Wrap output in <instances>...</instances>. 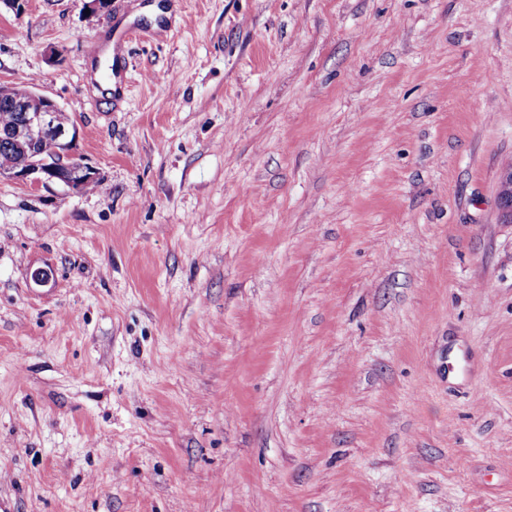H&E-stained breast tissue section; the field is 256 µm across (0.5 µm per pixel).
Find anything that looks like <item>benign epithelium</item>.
Here are the masks:
<instances>
[{
	"instance_id": "obj_1",
	"label": "benign epithelium",
	"mask_w": 512,
	"mask_h": 512,
	"mask_svg": "<svg viewBox=\"0 0 512 512\" xmlns=\"http://www.w3.org/2000/svg\"><path fill=\"white\" fill-rule=\"evenodd\" d=\"M0 102L24 113L21 123L0 130V137L13 142L22 151L18 161L0 159V178L33 186L62 183L79 190L95 179L96 173L76 152L77 125H56V112L61 110L49 97L27 85H0ZM53 137L57 145L53 159L39 152L42 141ZM498 205L503 216L512 222V166L499 178Z\"/></svg>"
}]
</instances>
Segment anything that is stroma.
Returning <instances> with one entry per match:
<instances>
[{"instance_id": "obj_1", "label": "stroma", "mask_w": 512, "mask_h": 512, "mask_svg": "<svg viewBox=\"0 0 512 512\" xmlns=\"http://www.w3.org/2000/svg\"><path fill=\"white\" fill-rule=\"evenodd\" d=\"M23 80L101 188L0 179V512H512V0H26ZM498 205L503 216L512 223V166L505 168L500 174Z\"/></svg>"}]
</instances>
